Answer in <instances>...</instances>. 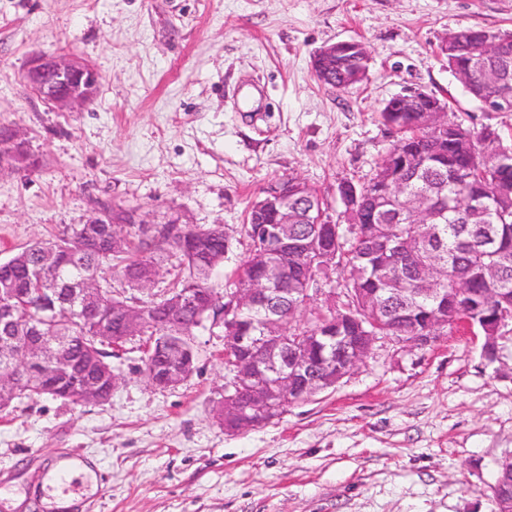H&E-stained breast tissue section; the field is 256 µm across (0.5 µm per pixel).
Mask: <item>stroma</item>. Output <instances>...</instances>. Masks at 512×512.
I'll return each instance as SVG.
<instances>
[{
  "mask_svg": "<svg viewBox=\"0 0 512 512\" xmlns=\"http://www.w3.org/2000/svg\"><path fill=\"white\" fill-rule=\"evenodd\" d=\"M467 28L512 35V0H0V127L38 160L30 174L0 168V261L106 202L223 225V288L268 183L300 178L344 223L338 187L368 181L397 141L379 112L404 90L512 134V112H483L440 51ZM342 40L363 42L370 63L339 91L311 61ZM36 54L94 65L93 101L62 112L33 96L21 74ZM245 81L263 90L250 108ZM483 343L458 329L422 349L379 340L335 387L229 433L214 415L229 381L223 327L197 331L194 371L169 387L146 377V338L131 336L111 352L107 402L22 397L0 412V472L23 496L44 458L94 457L93 512H492L496 463L512 452V329L495 361Z\"/></svg>",
  "mask_w": 512,
  "mask_h": 512,
  "instance_id": "stroma-1",
  "label": "stroma"
}]
</instances>
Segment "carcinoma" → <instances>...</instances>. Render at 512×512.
<instances>
[{
	"label": "carcinoma",
	"instance_id": "carcinoma-1",
	"mask_svg": "<svg viewBox=\"0 0 512 512\" xmlns=\"http://www.w3.org/2000/svg\"><path fill=\"white\" fill-rule=\"evenodd\" d=\"M488 40L508 42V52L478 61L481 46ZM448 68L460 62H480L473 70L479 79L482 68L498 72L512 86V35L501 36L483 29L469 28L448 34L440 46ZM369 67L360 66L348 56L336 57L328 85L345 90L348 84L360 83L368 76ZM383 122L395 129L400 137L379 163L370 180L358 187L362 212L354 222L338 225L337 241L329 242L326 251L316 254L290 253L285 260L288 280L294 270L307 268L308 278L323 273V266L343 268L344 277L338 283L342 300L331 308L312 307L306 294L288 300L283 313L295 307L308 314L305 324L288 329V339L301 344L299 336H322L326 324L336 323L340 341H327L325 346L309 347L310 357L317 360L321 352L340 351V343L361 336H391L405 338L422 332L427 326V311L434 306L435 293L448 296V310L458 318L468 320L482 331L496 327L503 314L512 312V193L500 194L499 187L512 185V145L505 142L500 130L490 124L481 128L450 121L439 132L422 125L419 112H390L383 107ZM470 142L473 149L463 152L459 146ZM416 151L418 161L399 173L391 170L388 160L407 151ZM388 178L399 181V194L385 201L371 220L363 219L368 210V197L379 182ZM426 193L434 219L430 227L445 241L447 275L441 282L426 279L422 264L428 259L429 248L422 228L413 223L406 207L407 198ZM301 212H310L305 221L288 226L289 232L303 240H316L328 223L327 204L321 194L314 201L296 200ZM100 224H70L57 239L36 242L0 264V307L11 309L15 320L24 324L38 321L44 310L43 296L49 295L48 285L37 272L43 252L51 251L64 261L59 278L65 281L82 276L96 279L103 289L112 288V277L134 287L137 278L164 260H174L176 274L165 288L167 292L186 288H202L217 292L210 282L212 271L224 263V229L219 225L208 228L183 226L185 235L200 240V250L190 253L175 241H156L140 225L116 248L109 247L102 237L106 214ZM258 223L257 213L248 211L243 232L247 249L239 267L227 279L224 290L245 288L251 279L252 264L260 247L250 234ZM495 263L500 277L490 281L485 267ZM380 298L377 306H368L365 296ZM139 309L144 321L143 332L149 338L163 341L179 358L167 365L174 376L190 371L188 349L194 348V331L198 328L190 311L171 312L161 303L149 299ZM52 336H65L71 345L75 369L95 381L100 390L99 401L112 396V364L106 361L102 346L112 341L100 324L79 315L43 327L40 336H18L16 340L38 348ZM39 356L33 355L31 368L36 373L26 376L0 362V376L13 378L17 391L30 397L49 394L74 405L86 403L83 394L73 387L65 373L48 377L41 373ZM512 485V452L497 463L496 476L490 485L494 512H512V497L503 494L502 487Z\"/></svg>",
	"mask_w": 512,
	"mask_h": 512
}]
</instances>
